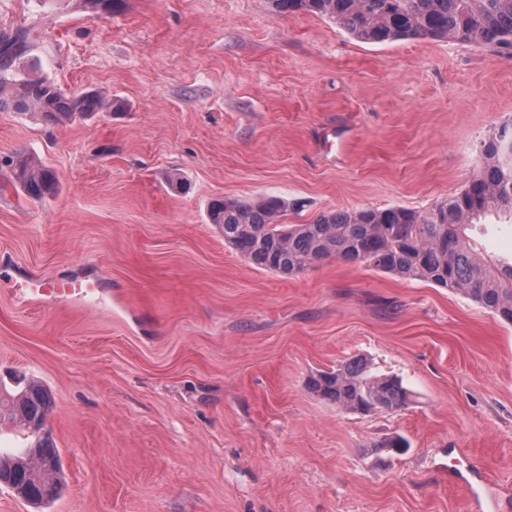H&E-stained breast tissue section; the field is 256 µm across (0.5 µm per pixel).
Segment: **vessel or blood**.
Wrapping results in <instances>:
<instances>
[{"instance_id":"b4317fda","label":"vessel or blood","mask_w":512,"mask_h":512,"mask_svg":"<svg viewBox=\"0 0 512 512\" xmlns=\"http://www.w3.org/2000/svg\"><path fill=\"white\" fill-rule=\"evenodd\" d=\"M14 295L27 304L50 307L60 302L104 304L112 296L105 280H89L80 276L53 283L40 278L24 280Z\"/></svg>"}]
</instances>
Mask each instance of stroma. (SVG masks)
<instances>
[{
	"mask_svg": "<svg viewBox=\"0 0 512 512\" xmlns=\"http://www.w3.org/2000/svg\"><path fill=\"white\" fill-rule=\"evenodd\" d=\"M21 26L39 73L120 108L55 128L0 112V159L58 179L35 200L0 169V266L105 277L112 305L0 287V382L49 390L64 472L45 505L0 485V512H512V324L333 257L270 273L208 217L224 197H279L284 224L430 209L512 120V47L363 43L270 0H0V32ZM464 233L512 264L511 216ZM356 357L409 404L361 414L309 391ZM395 437L404 452L377 450Z\"/></svg>",
	"mask_w": 512,
	"mask_h": 512,
	"instance_id": "35a3bbf8",
	"label": "stroma"
}]
</instances>
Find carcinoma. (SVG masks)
Here are the masks:
<instances>
[{
	"label": "carcinoma",
	"mask_w": 512,
	"mask_h": 512,
	"mask_svg": "<svg viewBox=\"0 0 512 512\" xmlns=\"http://www.w3.org/2000/svg\"><path fill=\"white\" fill-rule=\"evenodd\" d=\"M277 14L304 12L333 20L354 38L383 43L406 38H446L478 47L512 41V0H270ZM34 47L32 29L0 33V112L37 117L56 125L92 112L112 110L98 92L65 93L53 81L24 68ZM512 123L495 129L480 149L476 173L461 192L418 212L402 207L323 213L309 224L279 223L284 202L224 197L209 207L224 242L248 263L283 276L336 257L399 278L449 288L512 323V266L498 274L481 262L460 229L504 207L512 211V163L504 162ZM12 181L41 199L55 174L25 154L8 159ZM312 393L338 408L361 413L406 406L402 380L371 371L353 359L309 380ZM52 400L43 386L19 391L0 385V420L31 429L45 420ZM63 467L53 441L37 440L25 452L0 454V481L32 503L48 501L61 486Z\"/></svg>",
	"instance_id": "carcinoma-1"
}]
</instances>
